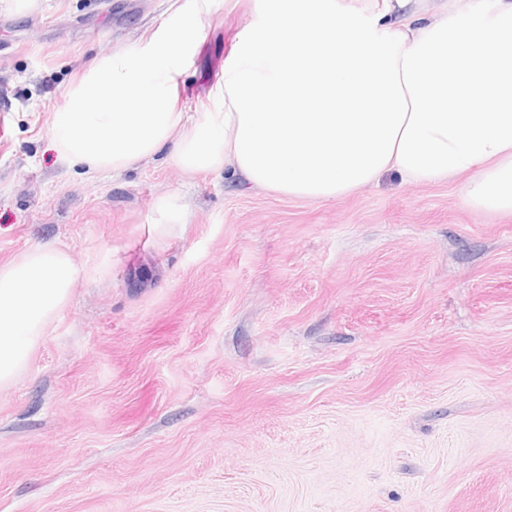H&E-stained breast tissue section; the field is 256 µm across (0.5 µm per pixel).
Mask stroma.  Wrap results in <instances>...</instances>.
I'll list each match as a JSON object with an SVG mask.
<instances>
[{
	"instance_id": "1",
	"label": "stroma",
	"mask_w": 512,
	"mask_h": 512,
	"mask_svg": "<svg viewBox=\"0 0 512 512\" xmlns=\"http://www.w3.org/2000/svg\"><path fill=\"white\" fill-rule=\"evenodd\" d=\"M191 6L0 0V264L57 244L88 270L0 392V512H512V214L470 205L472 172L315 202L167 148L59 161L83 67ZM256 12L213 0L194 120Z\"/></svg>"
}]
</instances>
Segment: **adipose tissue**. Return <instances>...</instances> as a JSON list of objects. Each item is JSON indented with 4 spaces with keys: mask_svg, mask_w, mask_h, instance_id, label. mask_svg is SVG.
<instances>
[{
    "mask_svg": "<svg viewBox=\"0 0 512 512\" xmlns=\"http://www.w3.org/2000/svg\"><path fill=\"white\" fill-rule=\"evenodd\" d=\"M260 2L203 121L188 124L176 94L211 0L86 66L52 117L58 155L118 172L168 147L184 171L322 202L389 169L413 184L471 171L472 207L512 212V0L410 18L412 0ZM84 274L54 245L0 265V391Z\"/></svg>",
    "mask_w": 512,
    "mask_h": 512,
    "instance_id": "obj_1",
    "label": "adipose tissue"
}]
</instances>
